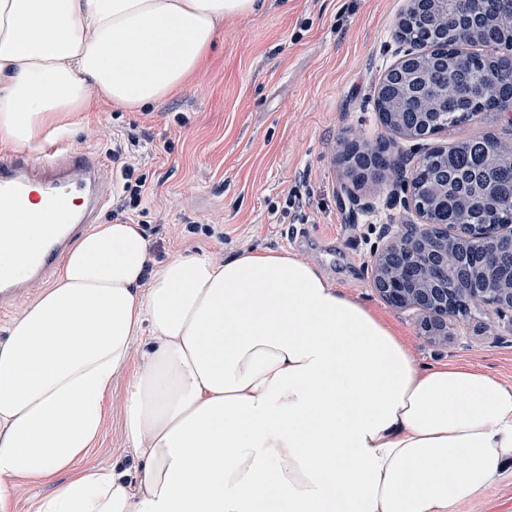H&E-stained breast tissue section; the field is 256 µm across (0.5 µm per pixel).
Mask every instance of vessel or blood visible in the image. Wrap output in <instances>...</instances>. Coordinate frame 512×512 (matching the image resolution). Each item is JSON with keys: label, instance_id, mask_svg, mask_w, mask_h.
<instances>
[{"label": "vessel or blood", "instance_id": "b4317fda", "mask_svg": "<svg viewBox=\"0 0 512 512\" xmlns=\"http://www.w3.org/2000/svg\"><path fill=\"white\" fill-rule=\"evenodd\" d=\"M104 178L100 158L93 152H66L53 145L43 151L40 160L12 157L0 160V214L12 218L27 210L32 189H39L50 204V223L60 225L57 233H48L42 249L31 259L30 275L18 280L0 270V311L16 308L29 288L43 282L58 257L105 208L109 197L98 185ZM77 198L80 207L68 206Z\"/></svg>", "mask_w": 512, "mask_h": 512}]
</instances>
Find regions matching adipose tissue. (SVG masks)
<instances>
[{"label": "adipose tissue", "instance_id": "ef3b65f1", "mask_svg": "<svg viewBox=\"0 0 512 512\" xmlns=\"http://www.w3.org/2000/svg\"><path fill=\"white\" fill-rule=\"evenodd\" d=\"M265 0H0V141L68 135L91 94L139 110ZM0 222L28 272L44 204ZM130 474L88 466L112 386ZM512 464V386L417 363L372 309L285 250L151 264L139 225H91L0 338V512H451ZM57 487V482H34L24 485L17 498L14 512H33L34 504L49 495Z\"/></svg>", "mask_w": 512, "mask_h": 512}]
</instances>
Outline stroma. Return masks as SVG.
<instances>
[{
	"mask_svg": "<svg viewBox=\"0 0 512 512\" xmlns=\"http://www.w3.org/2000/svg\"><path fill=\"white\" fill-rule=\"evenodd\" d=\"M406 7V0H268L260 15L225 22L185 89L140 111L92 97L68 144L102 154L113 135L146 138L151 203L162 208L147 236L154 262L199 245L219 259L246 249L288 250L384 315L421 366L467 365L512 386V317L477 312L437 347L420 335L413 312L390 307L371 286L376 252L398 225L420 221L407 199L424 148L485 132L512 143V124L502 119L423 143L400 138V165L383 185H352L339 161L342 141L391 137L375 97L382 75L408 50L395 37ZM289 195L308 216L306 237H294L281 211ZM201 219L222 224L223 237L190 232V222ZM124 386L120 379L112 387L91 464H111L123 445ZM453 512H512V467Z\"/></svg>",
	"mask_w": 512,
	"mask_h": 512,
	"instance_id": "35a3bbf8",
	"label": "stroma"
}]
</instances>
